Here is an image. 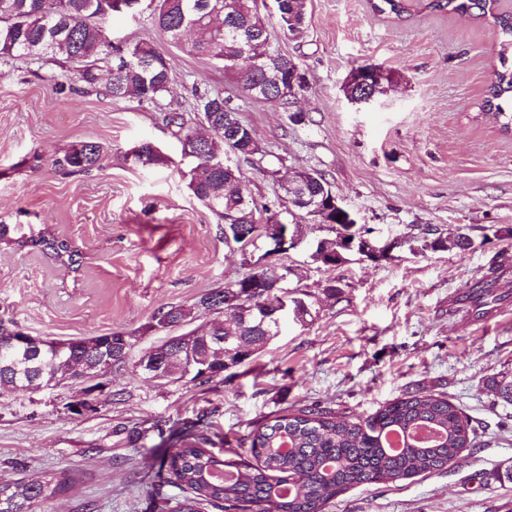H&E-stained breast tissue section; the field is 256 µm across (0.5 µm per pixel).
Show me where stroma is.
<instances>
[{
	"mask_svg": "<svg viewBox=\"0 0 512 512\" xmlns=\"http://www.w3.org/2000/svg\"><path fill=\"white\" fill-rule=\"evenodd\" d=\"M114 40L147 41L172 58L162 106L61 89L55 65L0 64V224L46 228L79 250L71 271L43 254L0 241V320L58 340L122 331L134 352L163 335L148 330L161 306H190L248 269L224 241V227L187 190L176 170L180 143L165 111H191L193 88L230 96L267 152L264 168L322 172L358 223L382 240L419 236L421 227L465 228L474 248L412 253L374 264L350 252L329 269L312 261L326 228L304 223L301 243L269 258L289 278L307 315L289 319L254 355L209 383L157 384L126 366L82 414L79 387L29 393L0 390V481L24 473L74 478L69 493L38 512H174L183 493L162 467L159 430L205 431L225 460H237L255 424L287 409L318 405L365 417L393 399L447 395L480 436L447 469L396 483L356 486L325 512H512V403L496 380H512V310L487 328L448 315V295L476 281L512 247V133L484 114L500 40L472 16L412 12L397 20L369 0H307L297 35L272 29L278 49L299 62L305 119L240 94L223 70L170 42L148 9L109 21ZM390 73L370 103L344 94L353 69ZM108 150L103 169L72 173L56 160L72 144ZM143 141L168 157L164 167L132 165L124 154ZM247 206L276 201L280 186L249 162ZM501 230L488 237L489 227ZM346 285L325 293L327 279Z\"/></svg>",
	"mask_w": 512,
	"mask_h": 512,
	"instance_id": "stroma-1",
	"label": "stroma"
}]
</instances>
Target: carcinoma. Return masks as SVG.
Returning a JSON list of instances; mask_svg holds the SVG:
<instances>
[{
	"label": "carcinoma",
	"mask_w": 512,
	"mask_h": 512,
	"mask_svg": "<svg viewBox=\"0 0 512 512\" xmlns=\"http://www.w3.org/2000/svg\"><path fill=\"white\" fill-rule=\"evenodd\" d=\"M235 7L223 13L214 12L217 0H147L159 30L173 43L186 33L193 34L189 51L221 65L231 75L243 95L274 103L273 98L257 91L269 83L263 62L246 55L239 56L237 37L243 35L254 43L268 35V28L277 25L283 33L302 30L307 21L306 0H277L275 23L261 14L258 0H232ZM98 0H0V59L23 58L32 64L55 61L68 72L69 84L77 82L95 88L102 72L108 80L102 94L112 100L137 99L154 104L169 92L173 72L171 60L152 44H132L136 59L125 68L113 69L109 23L100 15ZM430 12L476 14L493 27L501 39L500 67L489 76L486 87V112L499 128L512 130V12L499 7V0H373L372 9L397 18L411 9ZM271 55L287 61L291 67L278 70L273 77L286 83L293 78L294 59L267 45ZM193 108L201 116L206 137H197L199 130L187 123L182 114L168 112L167 125L175 128L181 146L179 174L195 198L218 218L220 223L236 224L243 234L252 233L255 222L280 216L284 221L279 231L305 218L293 214L285 201L279 207L263 206L262 215L255 216L247 207L245 196L250 180L240 167H230L224 155L239 153L247 160L263 154L253 129L244 124L232 100L220 92L197 87L192 90ZM107 154L94 141H81L57 160L58 165L73 172L103 167ZM124 159L136 166L165 165L168 158L153 143L144 141L133 147ZM313 178L299 185L300 191L316 197L331 195L332 189L323 174L314 171ZM315 224H326L333 236L316 244L311 259L325 267L336 268L346 262L352 241L343 237L350 225L337 220L331 211L313 217ZM420 249L467 250L474 246L464 234H449L429 225L418 239ZM21 248L50 256L77 271L82 255L71 242L48 229L29 231L14 240ZM248 274L202 295L190 307L158 308L151 322L188 325L213 315L211 308L223 306L222 319L210 327L211 334L196 338L192 357L182 354L181 343L171 338L156 347L157 369L167 382L174 383L187 376L206 384L227 369L224 358L214 352L215 338L233 335L235 353L229 356L234 365H241L278 335L276 323L266 317L264 308L292 303L290 291L280 287H264L267 294L256 291L254 282L257 263ZM501 269L493 263L489 276L469 287L466 295L476 298L482 306L493 298L497 278L491 274ZM243 297L240 306L228 305L229 297ZM20 329L0 323V386L29 389L32 383L53 389L58 378L65 376L71 364L96 360L112 367L131 361L130 352H122L119 343L124 333L89 336L69 340L55 352L46 347L31 349L10 341L23 336ZM420 427L435 431L436 439L422 444L413 438ZM391 433L403 436V446L392 450L387 445ZM478 428L443 395L418 393L393 399L380 406L365 419L335 417L316 406L288 409L257 424L246 437L247 451L255 464L237 465L221 459L209 445L203 431L169 435L163 461L173 483L183 492L177 512H200V505L215 507L253 505L264 512H323L324 505L348 489L372 483H394L420 473H435L448 466L462 449L472 446ZM73 480L66 474L47 478L27 475L12 483L0 482V512H34L35 506L56 495L68 493Z\"/></svg>",
	"instance_id": "cac0c4a2"
}]
</instances>
